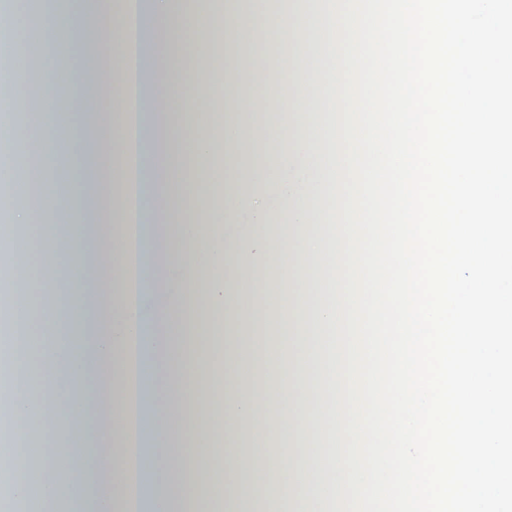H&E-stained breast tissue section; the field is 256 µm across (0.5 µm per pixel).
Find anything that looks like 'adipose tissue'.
Here are the masks:
<instances>
[{
  "mask_svg": "<svg viewBox=\"0 0 512 512\" xmlns=\"http://www.w3.org/2000/svg\"><path fill=\"white\" fill-rule=\"evenodd\" d=\"M106 47L102 75L55 110L39 72L68 19L16 0L0 142L40 153L27 199L0 224V512H246L256 484L290 490L288 512H336L338 354L330 211L336 115L328 9L269 16L266 0H78ZM276 40L249 85L185 83L186 38ZM266 153L241 183L237 160ZM224 158V196L196 209L187 157ZM101 173L83 179L88 157ZM286 232L270 233L273 220ZM275 273L255 289L240 267ZM260 313L275 340L240 342ZM223 323L213 357L209 339Z\"/></svg>",
  "mask_w": 512,
  "mask_h": 512,
  "instance_id": "ef3b65f1",
  "label": "adipose tissue"
}]
</instances>
